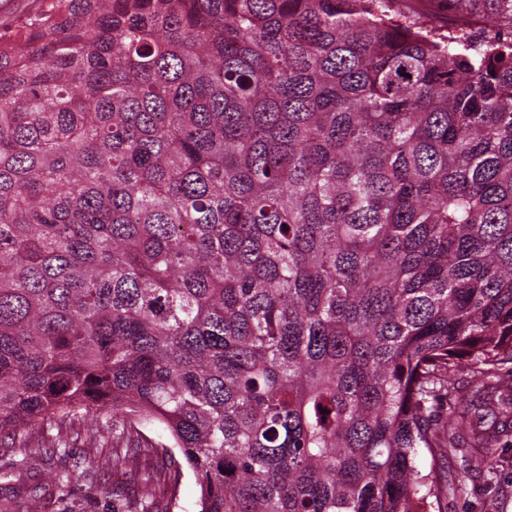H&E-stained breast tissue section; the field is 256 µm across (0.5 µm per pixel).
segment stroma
I'll use <instances>...</instances> for the list:
<instances>
[{
  "label": "stroma",
  "mask_w": 512,
  "mask_h": 512,
  "mask_svg": "<svg viewBox=\"0 0 512 512\" xmlns=\"http://www.w3.org/2000/svg\"><path fill=\"white\" fill-rule=\"evenodd\" d=\"M512 10V0H463L459 9H449L446 0H392L393 17L425 14L431 28L442 34H466L480 40L488 18ZM69 452L54 456H25L23 448L10 438L0 437V512H21L19 504L31 487H39L44 512H137L138 504L131 486L119 487L115 494L90 492L89 480L59 491L52 477L74 469L77 462L109 453L112 431L104 429L97 442L83 435H71ZM165 464L182 469L178 484L163 483L157 490L158 506L174 502V512H198L199 489L179 451L164 457ZM444 512H512V447L503 449L499 468L492 475H473L465 493L449 501Z\"/></svg>",
  "instance_id": "35a3bbf8"
}]
</instances>
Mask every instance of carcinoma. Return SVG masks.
<instances>
[{"label": "carcinoma", "mask_w": 512, "mask_h": 512, "mask_svg": "<svg viewBox=\"0 0 512 512\" xmlns=\"http://www.w3.org/2000/svg\"><path fill=\"white\" fill-rule=\"evenodd\" d=\"M391 0H51L0 34V435L141 512H425L512 442V32ZM429 459L422 467L420 455ZM165 465L173 466V469L179 468L182 470L183 475L177 486H173L169 481L164 483L163 477L161 478V486L157 489V505L159 509L163 510L165 504L173 499V502L178 506L174 508L172 504L171 512H198L200 509L198 505L199 489L196 486L194 477L187 470L185 461L182 455L176 448L171 449V453H167L163 459Z\"/></svg>", "instance_id": "1"}]
</instances>
